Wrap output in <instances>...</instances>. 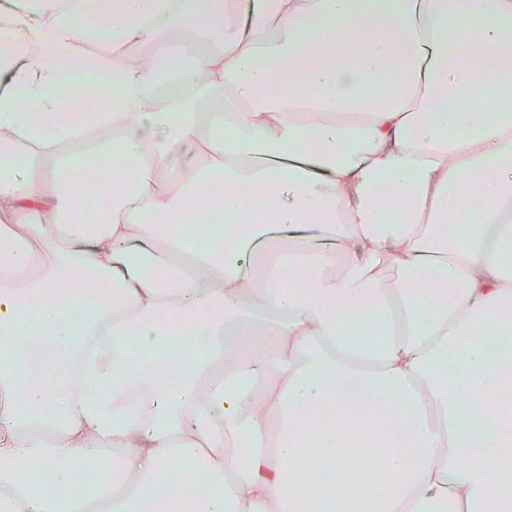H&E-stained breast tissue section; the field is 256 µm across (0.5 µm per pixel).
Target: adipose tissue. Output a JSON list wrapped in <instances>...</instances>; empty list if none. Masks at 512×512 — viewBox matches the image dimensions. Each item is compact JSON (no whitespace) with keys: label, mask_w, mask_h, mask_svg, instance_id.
Returning <instances> with one entry per match:
<instances>
[{"label":"adipose tissue","mask_w":512,"mask_h":512,"mask_svg":"<svg viewBox=\"0 0 512 512\" xmlns=\"http://www.w3.org/2000/svg\"><path fill=\"white\" fill-rule=\"evenodd\" d=\"M509 34L0 0V512H512Z\"/></svg>","instance_id":"ef3b65f1"}]
</instances>
